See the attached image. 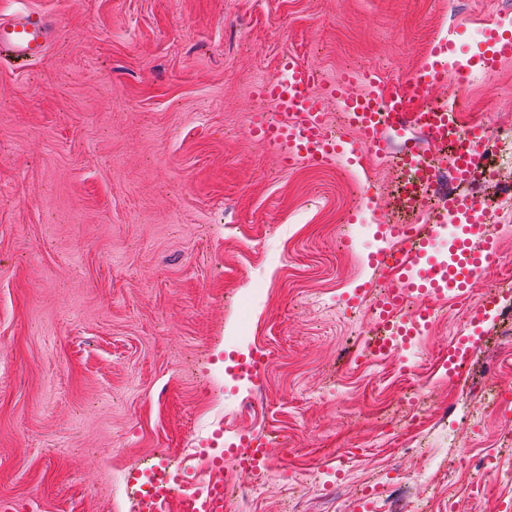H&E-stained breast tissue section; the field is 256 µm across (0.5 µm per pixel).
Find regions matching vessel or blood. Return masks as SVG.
<instances>
[{
  "instance_id": "b4317fda",
  "label": "vessel or blood",
  "mask_w": 512,
  "mask_h": 512,
  "mask_svg": "<svg viewBox=\"0 0 512 512\" xmlns=\"http://www.w3.org/2000/svg\"><path fill=\"white\" fill-rule=\"evenodd\" d=\"M57 34V23L39 11H20L0 20V59L8 57L17 61L39 58L48 49ZM495 46L483 54L470 58L468 65L458 66V77H466L468 67L492 71L500 58L512 55V32L491 30ZM454 51L451 42L439 43L434 59L425 64L401 87H390L384 80H371V89L362 96L351 95L348 78L325 84L315 90V73L294 57H285L282 66L285 75L277 81L261 83L258 97L273 104L279 114L273 121L257 122L251 130L254 138L281 151V163L288 166L302 162L311 167H324L336 159L366 153L378 156L386 152L385 134L387 126L401 127L408 123H419L432 139L448 137L450 115L445 109H428L424 101L430 86L447 76L448 57ZM336 97L346 112L349 123L357 132L356 139H349L347 131L330 135L322 108V94ZM488 136L486 126L477 124L464 133V147L452 158V164L460 175H468L475 166V158L481 144ZM449 212L466 215V226L477 228L484 224V215L478 204H472L460 196L448 199ZM405 246L404 258L385 254L383 265L391 270L396 289L386 306L383 316H396L408 291L424 283L451 284L454 292H462L470 279L485 272L496 262L493 242L490 238L468 241L463 251L450 256L446 266L433 260L436 234H421L412 224L398 226L395 231ZM185 485L175 480L163 484L147 483L139 496L142 512H160L170 498L184 494ZM192 512H220L224 492L221 485H210L207 492H194Z\"/></svg>"
}]
</instances>
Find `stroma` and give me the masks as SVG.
Masks as SVG:
<instances>
[{
    "mask_svg": "<svg viewBox=\"0 0 512 512\" xmlns=\"http://www.w3.org/2000/svg\"><path fill=\"white\" fill-rule=\"evenodd\" d=\"M500 0H0L58 24L31 65L0 64V512H114L131 467L164 454L195 484L233 477L213 451L287 436L254 477L249 512H311L328 485L387 495L400 439L413 499L498 497L512 506V448L485 424L460 455L479 385L512 386L498 321L447 310L405 356L450 403L414 427L378 408L409 377L355 368L374 257L392 224L394 175L380 159L283 167L250 135L256 86L284 56L320 74L370 69L393 85L454 29L477 51ZM489 124L512 119V56L465 89ZM472 359L459 377L449 344ZM344 448L362 456L337 463ZM493 455L489 479L475 457Z\"/></svg>",
    "mask_w": 512,
    "mask_h": 512,
    "instance_id": "1",
    "label": "stroma"
}]
</instances>
